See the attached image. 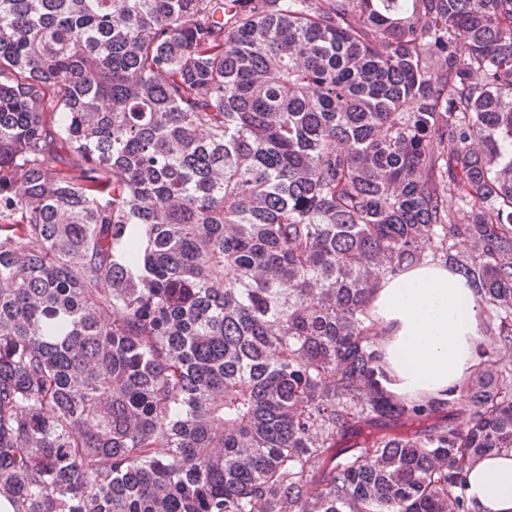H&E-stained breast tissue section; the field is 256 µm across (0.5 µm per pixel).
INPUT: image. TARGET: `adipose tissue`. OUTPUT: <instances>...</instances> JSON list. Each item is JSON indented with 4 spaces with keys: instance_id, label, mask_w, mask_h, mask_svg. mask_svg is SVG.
Listing matches in <instances>:
<instances>
[{
    "instance_id": "ef3b65f1",
    "label": "adipose tissue",
    "mask_w": 512,
    "mask_h": 512,
    "mask_svg": "<svg viewBox=\"0 0 512 512\" xmlns=\"http://www.w3.org/2000/svg\"><path fill=\"white\" fill-rule=\"evenodd\" d=\"M369 313L385 390L405 400L455 395L487 358L481 308L465 278L425 263L382 280ZM463 495L472 512H512V451L466 468Z\"/></svg>"
}]
</instances>
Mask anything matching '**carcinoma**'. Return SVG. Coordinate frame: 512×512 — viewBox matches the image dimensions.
<instances>
[{"label":"carcinoma","mask_w":512,"mask_h":512,"mask_svg":"<svg viewBox=\"0 0 512 512\" xmlns=\"http://www.w3.org/2000/svg\"><path fill=\"white\" fill-rule=\"evenodd\" d=\"M435 260L511 348L512 0H0L13 512H472L512 364L369 346Z\"/></svg>","instance_id":"1"}]
</instances>
